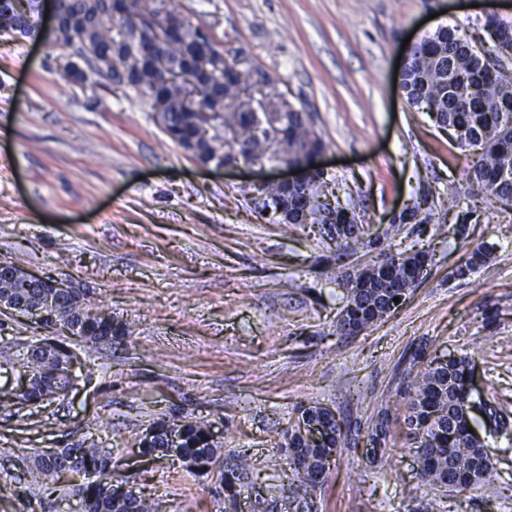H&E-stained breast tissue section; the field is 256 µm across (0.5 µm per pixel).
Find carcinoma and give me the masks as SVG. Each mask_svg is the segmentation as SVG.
Listing matches in <instances>:
<instances>
[{"instance_id":"carcinoma-1","label":"carcinoma","mask_w":512,"mask_h":512,"mask_svg":"<svg viewBox=\"0 0 512 512\" xmlns=\"http://www.w3.org/2000/svg\"><path fill=\"white\" fill-rule=\"evenodd\" d=\"M64 12L56 28L43 35L37 21V0H0V31L25 38L44 36L53 43L77 46V56L83 63L74 67L70 81L84 84L93 73L108 81H123L125 87L147 97L151 107L163 105L161 127L167 136L201 164L220 162L225 151L236 153L243 160L266 156L273 146L257 133L251 102L241 98L243 74L238 69L224 70V87L213 95L192 104L187 101L186 86L168 81L162 72L148 64L147 56L137 46L129 18L114 14V4L105 0H63ZM491 47L479 51L459 35L457 27L441 26L426 35L413 48L410 60L400 75L399 85L412 106L423 108L439 125L450 129L459 148H481V153L469 170V181L477 193L491 202H512V73L506 70L503 58L512 56V23L497 19L484 21ZM201 29L184 23L167 39L152 47L153 53L169 61L186 63L194 59L201 47ZM278 118V144L288 147V159L309 165L312 155L323 150L325 143L300 112L274 105ZM221 121L224 128L235 133L227 143L214 136L212 142L197 137L204 115ZM328 179L310 175L302 185L285 187L267 185L258 190L271 205L288 202L295 208L305 192H310L309 212L312 223H322L320 213L331 208L343 230H324L336 244V257L345 255L350 244H356L365 233L359 224L355 208L330 206L319 202L324 196ZM429 189L421 200L414 202L410 217L400 216L397 224L412 220L424 224L432 217L422 209L427 204ZM423 252L400 253L397 264L383 274V262L370 264L361 270L356 285L349 289L346 302L336 320V334L350 336L372 326L397 307L394 298L415 287L413 272L425 259ZM42 290L36 285H24L0 276V296L8 294L26 304L39 302ZM55 318L60 327L75 319L85 324L87 342L112 343L129 335L126 324L115 319H99L88 300L72 298L59 305ZM50 352L26 359L23 367L34 371L30 389L18 393L23 402L40 403L65 393L67 380L60 375L62 365L72 352L49 344ZM411 367L403 378L402 392L407 398L406 438L417 446L418 475L421 482L451 491L462 487L467 491L492 476V466L483 451L481 436L468 432L476 420L468 412L467 400L458 391L457 381L471 369L467 356L453 357L443 364L427 360L424 349L413 356ZM178 426L182 435L179 457L197 473L214 465L219 445L208 428L180 419H161L151 427L153 435L140 440V453H164L167 431ZM327 438L322 446L310 443L291 427L285 435L290 468L294 470L297 492L308 495L321 483L331 459L342 442L343 432L330 421ZM243 462L234 463L224 471V503L226 509L236 505ZM112 456L98 448L80 445L61 448L51 454L37 453L31 460L26 481L43 491L54 489L66 474L82 478L72 484L73 495L89 512H154L145 499L133 498L124 486L112 483Z\"/></svg>"}]
</instances>
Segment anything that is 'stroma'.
<instances>
[{
  "label": "stroma",
  "instance_id": "35a3bbf8",
  "mask_svg": "<svg viewBox=\"0 0 512 512\" xmlns=\"http://www.w3.org/2000/svg\"><path fill=\"white\" fill-rule=\"evenodd\" d=\"M210 32L255 103L277 97L326 143L322 163L366 233L342 261L319 224H281L246 192L265 169L201 166L161 129L147 98L90 76L67 81L70 46L0 33V264L67 277L130 334L107 346L59 335L79 382L41 404L14 399L18 361L49 333L0 312V512H81L26 487L34 452L110 450L116 479L157 512H224L225 465L247 457L237 512H512V206L471 193L461 151L394 80L406 38L459 27L485 44L512 0H166ZM431 187V223L393 216ZM489 259L459 275L473 248ZM427 252L424 278L363 332L333 331L348 273ZM468 356L478 431L493 464L481 487L423 485L406 445L400 379L412 353ZM331 408L343 442L301 502L284 434L305 405ZM389 415L392 452L365 443ZM207 426L221 461L205 474L139 452L160 418Z\"/></svg>",
  "mask_w": 512,
  "mask_h": 512
}]
</instances>
